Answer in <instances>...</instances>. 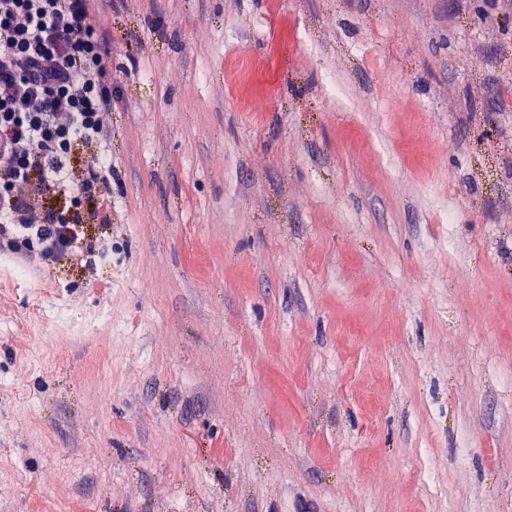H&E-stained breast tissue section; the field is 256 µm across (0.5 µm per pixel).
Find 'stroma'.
I'll return each instance as SVG.
<instances>
[{"instance_id":"35a3bbf8","label":"stroma","mask_w":512,"mask_h":512,"mask_svg":"<svg viewBox=\"0 0 512 512\" xmlns=\"http://www.w3.org/2000/svg\"><path fill=\"white\" fill-rule=\"evenodd\" d=\"M101 256L0 257V512H512V0H107Z\"/></svg>"}]
</instances>
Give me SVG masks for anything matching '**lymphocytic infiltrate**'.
<instances>
[{
	"label": "lymphocytic infiltrate",
	"instance_id": "lymphocytic-infiltrate-1",
	"mask_svg": "<svg viewBox=\"0 0 512 512\" xmlns=\"http://www.w3.org/2000/svg\"><path fill=\"white\" fill-rule=\"evenodd\" d=\"M97 0H0V256L43 271L82 251L86 201L105 197L112 163L82 180L71 154L110 130L111 51Z\"/></svg>",
	"mask_w": 512,
	"mask_h": 512
}]
</instances>
